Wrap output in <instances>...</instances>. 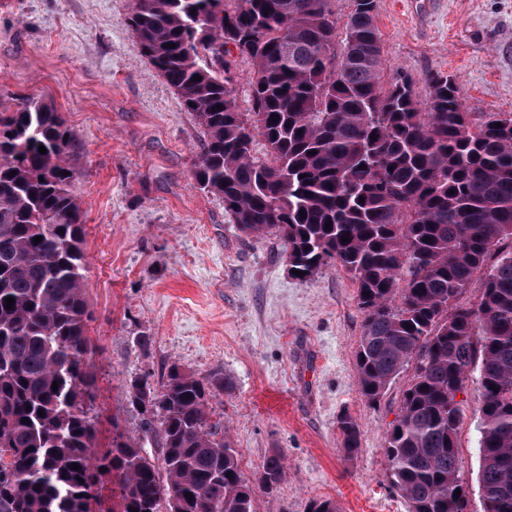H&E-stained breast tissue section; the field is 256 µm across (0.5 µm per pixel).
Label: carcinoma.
I'll use <instances>...</instances> for the list:
<instances>
[{
  "mask_svg": "<svg viewBox=\"0 0 512 512\" xmlns=\"http://www.w3.org/2000/svg\"><path fill=\"white\" fill-rule=\"evenodd\" d=\"M350 2L339 51L335 0H133L129 19L141 55L204 129L201 189L242 232L278 237L300 279L336 264L356 282L363 398L380 403L414 365L385 440L408 512H466L457 395L475 366L483 512H512V113L472 125L456 79L438 70L424 74L423 100L411 78L384 80L377 0ZM233 52L252 65L247 113L238 76L224 77ZM257 139L265 160L251 154ZM75 146L38 100L0 112V512H96L110 474L120 512H254L253 486L211 421L228 389L218 374L173 363L158 388L147 375L130 384L141 428L160 436L165 476L135 437L93 448ZM471 287L478 306L459 305ZM338 429L347 453L360 448L352 416ZM284 461L265 459V489Z\"/></svg>",
  "mask_w": 512,
  "mask_h": 512,
  "instance_id": "1",
  "label": "carcinoma"
}]
</instances>
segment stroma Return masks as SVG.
Here are the masks:
<instances>
[{
  "label": "stroma",
  "mask_w": 512,
  "mask_h": 512,
  "mask_svg": "<svg viewBox=\"0 0 512 512\" xmlns=\"http://www.w3.org/2000/svg\"><path fill=\"white\" fill-rule=\"evenodd\" d=\"M130 0H0V110L32 97L62 112L76 137L72 192L84 212L89 309L98 387L94 446L138 436L154 464L159 439L140 430L132 380L160 384L171 364L230 382L211 402L250 481L283 452L273 490L255 512H308L314 499L340 512H407L389 484L384 437L414 370L381 402L360 394L354 351L364 315L339 266L307 281L287 271L275 235L242 233L222 199L199 189L194 164L205 137L174 90L140 55ZM386 78L426 71L456 78L473 123L512 113V0H377ZM479 381L462 396L457 446L468 512L479 488ZM351 415L363 438L346 453L338 429Z\"/></svg>",
  "instance_id": "obj_1"
}]
</instances>
